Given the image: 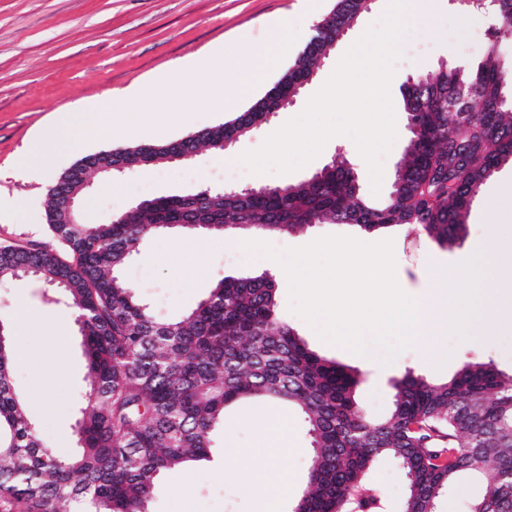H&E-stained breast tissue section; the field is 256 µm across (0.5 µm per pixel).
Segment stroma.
<instances>
[{
    "mask_svg": "<svg viewBox=\"0 0 512 512\" xmlns=\"http://www.w3.org/2000/svg\"><path fill=\"white\" fill-rule=\"evenodd\" d=\"M383 2L375 0L296 102L277 113L265 129L241 139L220 157L204 149L189 161L161 162L97 182L81 201L82 222H103L142 199L185 194L206 186L224 187L225 159L234 160L244 151L259 148L266 136L299 115L332 74L348 44L379 24ZM333 4L334 0H0V202L6 205L0 211V246L49 241L47 190L81 156L141 140L178 139L228 117L224 110L201 102L200 86L193 83L178 94L180 105L192 113V120L158 130L148 107L133 96L134 87L172 71L186 58L203 55L218 43L233 45L239 31H248L253 40H263L265 23L271 18L288 17L300 38H307L313 23L322 20ZM438 6L442 16L439 26L424 20L406 24L407 36L390 85L393 104H400L403 84L414 71L441 63L474 69L492 45L501 58L512 59V37L491 40L488 17L461 16L453 0H438ZM92 102L113 116L98 139L73 145L43 177L33 178L18 170L19 155L33 140L49 133L54 118L63 112L82 111ZM395 117L397 138L383 158L380 190H373L368 166L348 135L331 138L320 155L299 170L255 175L245 169L240 183L247 187L294 183L332 159H344L353 168L361 194L373 203H383L409 136L405 112H396ZM508 185H512L511 161L502 164L483 184L468 210L464 239L450 248L439 246L409 225L366 233L348 224H315L288 237L287 243L292 248L302 247L329 235L365 243L392 239L400 287L407 294H421L430 285L434 262L458 266L483 241L486 208ZM12 201L20 202V209H9ZM177 238V233L169 232L142 240L123 270L124 279L135 286L158 319L192 309L221 278L249 275L258 269L254 263H238L235 237L221 235L210 237L203 252L183 253L178 264H169L163 255ZM277 287L280 317L312 349L363 374L357 395L370 416L388 412L392 381L409 369L443 380L453 376L465 361L479 360L493 362L503 374L512 375L511 330L478 336L452 331L441 339L449 354L444 364H437L413 346L385 366L380 348H370L368 358L361 359L321 340L291 311L288 281L278 279ZM53 295L52 288L39 278L0 283V323L9 329L12 381L17 393L26 401L43 437L58 454L67 455L73 450L72 429L78 417L77 405L86 390L87 369L74 323L65 327L61 351L48 347L56 320L67 315L64 305L54 303ZM23 304L44 325V332H30L18 325V308ZM258 411L280 414L284 408L253 400L228 409L223 433L217 436L209 460L162 473L150 512H256L257 503L245 489L244 476L236 474L225 442L233 440L236 448L245 451L256 447L257 438L248 419ZM288 440V454L276 458L275 464L292 476V489L297 492L304 487L310 443L298 424L293 425ZM370 479L382 493L384 512H403L406 482L401 468L382 463L371 472Z\"/></svg>",
    "mask_w": 512,
    "mask_h": 512,
    "instance_id": "1",
    "label": "stroma"
}]
</instances>
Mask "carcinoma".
I'll list each match as a JSON object with an SVG mask.
<instances>
[{
	"instance_id": "obj_1",
	"label": "carcinoma",
	"mask_w": 512,
	"mask_h": 512,
	"mask_svg": "<svg viewBox=\"0 0 512 512\" xmlns=\"http://www.w3.org/2000/svg\"><path fill=\"white\" fill-rule=\"evenodd\" d=\"M478 9L495 33H512V0ZM363 0H336L288 69L235 117L185 136V151L224 152L242 126L270 122L275 93L296 76L314 77L358 19ZM425 88L402 95L411 136L385 203L360 193L352 169L324 166L297 183L260 189L202 188L145 199L101 224L68 211L101 175V157L141 155L148 167L170 160L171 142L103 149L77 159L48 188L51 241L0 246V281L24 274L63 292L82 338L88 387L74 431L77 451L60 456L46 442L11 382L12 350L0 345V504L20 512H147L159 475L209 459L228 407L266 399L295 412L310 438L305 486L293 512H382L366 475L390 460L404 472V512H437L461 472L482 479L470 512L512 508V376L467 361L449 379L406 371L392 406L368 416L353 370L311 349L277 313L267 272L224 277L183 316L161 321L122 270L142 239L161 230L253 231L296 235L315 223L371 233L411 224L441 246L463 239L465 215L481 186L512 160V86L495 46L471 72L419 70Z\"/></svg>"
}]
</instances>
